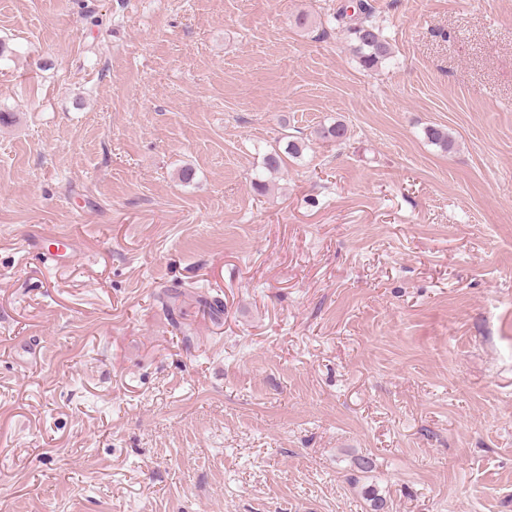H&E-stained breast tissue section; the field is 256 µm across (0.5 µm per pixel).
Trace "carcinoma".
Wrapping results in <instances>:
<instances>
[{
	"label": "carcinoma",
	"mask_w": 512,
	"mask_h": 512,
	"mask_svg": "<svg viewBox=\"0 0 512 512\" xmlns=\"http://www.w3.org/2000/svg\"><path fill=\"white\" fill-rule=\"evenodd\" d=\"M353 9V14H348V9ZM371 6L367 0H355L351 4L342 5L336 12V21H351L347 27L350 39L353 44V53L359 65L367 70L373 71L381 68L393 58V48L384 36L380 27L369 20ZM425 134L430 142L448 150L451 140L448 131L430 126ZM316 135L322 140L334 141L342 144L349 139L348 127L341 121H334L328 125H322L316 130ZM305 147L304 141L289 140L282 150L273 149L267 152L263 158L261 170L254 173L252 184L258 190L267 187V179L272 175L280 173L285 165V158H296L302 154Z\"/></svg>",
	"instance_id": "obj_1"
}]
</instances>
